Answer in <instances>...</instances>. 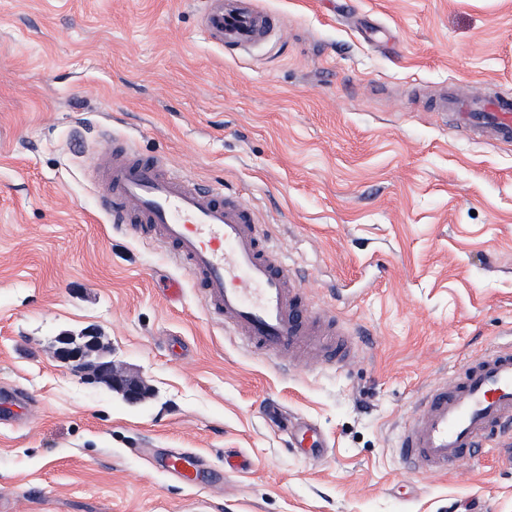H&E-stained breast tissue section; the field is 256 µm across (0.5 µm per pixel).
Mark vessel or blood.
<instances>
[{"mask_svg":"<svg viewBox=\"0 0 512 512\" xmlns=\"http://www.w3.org/2000/svg\"><path fill=\"white\" fill-rule=\"evenodd\" d=\"M205 28L221 45L248 50L279 25L252 0H202ZM432 107L453 116L467 135L491 134L512 143V97H440ZM93 169L104 188L100 205L113 223L142 229L191 274L209 315L252 349L297 367L318 360L344 367L356 343L334 317L309 308L305 281L271 245L253 206L223 188H202L190 177L128 145H113ZM27 406L21 392L0 391V424ZM512 426V340L466 361L449 379L429 387L396 448L421 472H443L495 433ZM294 448L310 459L327 444L316 425H289ZM166 470L189 484L198 468L188 453L171 456Z\"/></svg>","mask_w":512,"mask_h":512,"instance_id":"obj_1","label":"vessel or blood"}]
</instances>
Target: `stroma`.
Listing matches in <instances>:
<instances>
[{"mask_svg": "<svg viewBox=\"0 0 512 512\" xmlns=\"http://www.w3.org/2000/svg\"><path fill=\"white\" fill-rule=\"evenodd\" d=\"M253 3L282 26L243 52L200 0H0V388L31 404L0 425V512H512V447L441 475L394 452L424 390L512 338V144L429 107L512 96V0ZM115 140L254 206L354 361L287 369L217 325L100 212L87 153ZM88 328L149 399L55 361ZM183 451L197 488L162 467ZM288 434L293 447L305 457L315 460L325 455L328 446L316 425L311 423L295 425L290 421Z\"/></svg>", "mask_w": 512, "mask_h": 512, "instance_id": "obj_1", "label": "stroma"}]
</instances>
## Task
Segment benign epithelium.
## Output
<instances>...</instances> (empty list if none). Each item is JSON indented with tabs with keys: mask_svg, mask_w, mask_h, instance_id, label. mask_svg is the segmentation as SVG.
<instances>
[{
	"mask_svg": "<svg viewBox=\"0 0 512 512\" xmlns=\"http://www.w3.org/2000/svg\"><path fill=\"white\" fill-rule=\"evenodd\" d=\"M99 350L100 338L90 329L78 337L63 333L56 337L54 359L87 382L104 383L119 391L129 404H139L151 395V388L141 379L119 374Z\"/></svg>",
	"mask_w": 512,
	"mask_h": 512,
	"instance_id": "benign-epithelium-1",
	"label": "benign epithelium"
}]
</instances>
